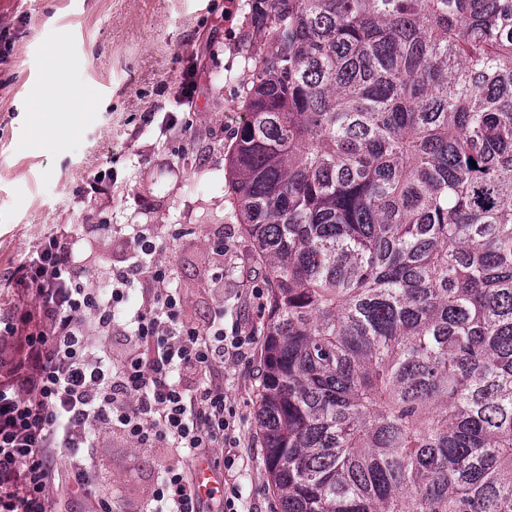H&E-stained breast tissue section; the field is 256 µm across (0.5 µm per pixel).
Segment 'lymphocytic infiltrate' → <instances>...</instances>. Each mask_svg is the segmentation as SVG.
Here are the masks:
<instances>
[{
  "mask_svg": "<svg viewBox=\"0 0 512 512\" xmlns=\"http://www.w3.org/2000/svg\"><path fill=\"white\" fill-rule=\"evenodd\" d=\"M88 236L57 225L10 277L14 309L0 318V512H54L53 491L92 497L91 512H112L111 500L91 494V448L103 431L141 448L175 446L192 462L216 448L225 467L235 462L236 413L219 374L225 359L247 357L253 333L225 327L220 310L204 327L184 320L168 287L171 267L153 260L158 234L148 225L135 230L134 261L108 271L104 287L91 286L83 276ZM136 285L150 295L120 322L112 308ZM113 336L130 344L117 363L104 349ZM185 369L202 380L183 386ZM153 497V512H209L182 467L165 470Z\"/></svg>",
  "mask_w": 512,
  "mask_h": 512,
  "instance_id": "lymphocytic-infiltrate-1",
  "label": "lymphocytic infiltrate"
}]
</instances>
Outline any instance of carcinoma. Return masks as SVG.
<instances>
[{"label":"carcinoma","instance_id":"1","mask_svg":"<svg viewBox=\"0 0 512 512\" xmlns=\"http://www.w3.org/2000/svg\"><path fill=\"white\" fill-rule=\"evenodd\" d=\"M247 25L224 181L265 269L279 512H512V0Z\"/></svg>","mask_w":512,"mask_h":512}]
</instances>
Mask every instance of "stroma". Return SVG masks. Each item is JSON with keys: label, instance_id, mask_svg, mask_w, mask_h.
I'll return each mask as SVG.
<instances>
[{"label": "stroma", "instance_id": "obj_1", "mask_svg": "<svg viewBox=\"0 0 512 512\" xmlns=\"http://www.w3.org/2000/svg\"><path fill=\"white\" fill-rule=\"evenodd\" d=\"M247 0H0V30L14 37L0 60V314L13 304L8 279L30 247L57 224H108L92 242L96 284L108 269L128 265L131 224L162 233L160 260L188 321L202 326L223 307L225 324L260 331L266 317L253 305L264 287L253 245L230 221L224 157L245 113L241 46ZM73 38L60 72L82 101L79 113L46 104L37 78L41 51L59 29ZM196 71L185 125L160 132L164 113L178 111L184 76ZM67 127L57 136L56 127ZM111 170L107 193L89 195L88 181ZM223 228L224 283L212 282L216 228ZM260 356L226 359L224 394L236 411L239 458L233 482L242 512H276L265 483V459L255 429ZM112 512H151L152 493L176 449L137 448L107 432L92 451Z\"/></svg>", "mask_w": 512, "mask_h": 512}]
</instances>
